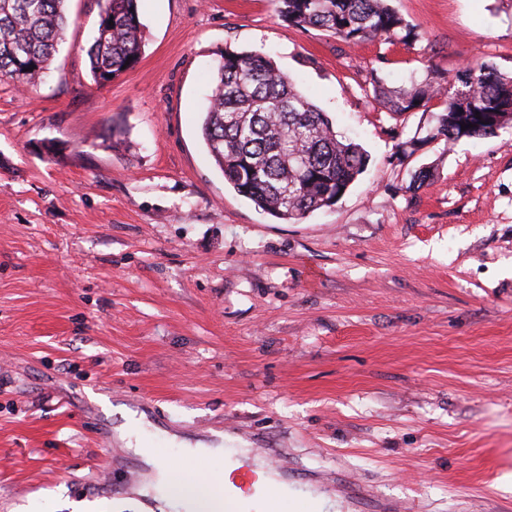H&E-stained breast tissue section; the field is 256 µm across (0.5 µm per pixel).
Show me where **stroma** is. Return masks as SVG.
<instances>
[{
  "label": "stroma",
  "mask_w": 512,
  "mask_h": 512,
  "mask_svg": "<svg viewBox=\"0 0 512 512\" xmlns=\"http://www.w3.org/2000/svg\"><path fill=\"white\" fill-rule=\"evenodd\" d=\"M390 4L416 40L353 46L274 0H139L140 61L99 87L100 0H67L36 93L0 83V512H156L101 472L229 456L304 506L512 512V126L432 142L441 101L397 116L365 94L474 60L512 73V0ZM227 47L270 56L367 152L335 206L286 223L225 182L200 126ZM131 413L138 449L102 445Z\"/></svg>",
  "instance_id": "1"
}]
</instances>
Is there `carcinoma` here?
<instances>
[{
	"instance_id": "cac0c4a2",
	"label": "carcinoma",
	"mask_w": 512,
	"mask_h": 512,
	"mask_svg": "<svg viewBox=\"0 0 512 512\" xmlns=\"http://www.w3.org/2000/svg\"><path fill=\"white\" fill-rule=\"evenodd\" d=\"M67 0H0V81L36 89L69 26ZM139 0H104L87 50L97 86L139 61L145 45ZM291 24L314 28L351 45L383 37L407 41L413 29L387 0H276ZM374 97L394 115L432 99L444 109L429 140L447 144L484 138L512 125V75L470 62L454 83L432 77L388 88L372 78ZM468 129H461V125ZM203 141L216 166L241 196L272 217L295 222L330 208L361 175L364 149L337 139L332 122L267 55L219 52L202 123Z\"/></svg>"
}]
</instances>
